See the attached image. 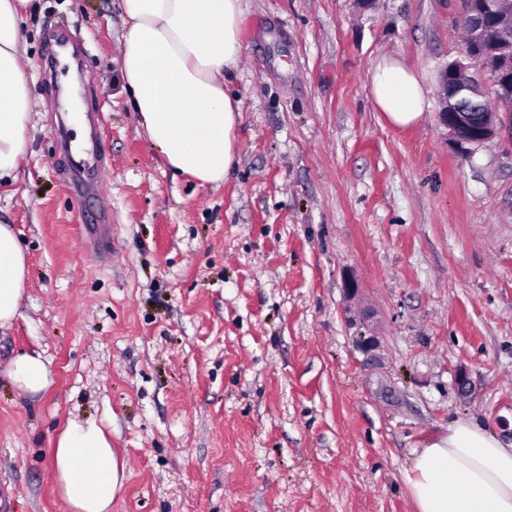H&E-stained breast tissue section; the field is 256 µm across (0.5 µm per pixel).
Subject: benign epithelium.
<instances>
[{
	"instance_id": "obj_1",
	"label": "benign epithelium",
	"mask_w": 512,
	"mask_h": 512,
	"mask_svg": "<svg viewBox=\"0 0 512 512\" xmlns=\"http://www.w3.org/2000/svg\"><path fill=\"white\" fill-rule=\"evenodd\" d=\"M506 10L505 0H466L462 25L469 31L470 43L481 41ZM467 70L469 67L461 64L440 72L444 100H453L455 104L450 109L442 108L438 119L449 131L451 141L462 149L468 145H480L497 136L499 128L507 126L499 112L501 103L512 99V68L503 69L488 75L498 90L496 106L487 107L481 114L469 111L471 105L479 101L484 86L476 76L466 75Z\"/></svg>"
}]
</instances>
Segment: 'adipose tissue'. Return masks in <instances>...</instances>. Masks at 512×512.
Masks as SVG:
<instances>
[{
  "mask_svg": "<svg viewBox=\"0 0 512 512\" xmlns=\"http://www.w3.org/2000/svg\"><path fill=\"white\" fill-rule=\"evenodd\" d=\"M34 0H0V180L15 179L29 140L33 101L21 65L23 24ZM129 23L122 76L141 126L166 164L202 186H218L236 157L238 101L224 73L240 53L242 0H122ZM377 111L395 126L422 116L424 87L395 59L371 75ZM27 256L0 224V329L20 314ZM4 371L34 397L53 383L40 353L17 355ZM55 490L69 512H112L125 464L93 420H69L51 452ZM416 512H512V448L480 424L458 420L412 459L405 475Z\"/></svg>",
  "mask_w": 512,
  "mask_h": 512,
  "instance_id": "1",
  "label": "adipose tissue"
}]
</instances>
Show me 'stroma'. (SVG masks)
Wrapping results in <instances>:
<instances>
[{
    "mask_svg": "<svg viewBox=\"0 0 512 512\" xmlns=\"http://www.w3.org/2000/svg\"><path fill=\"white\" fill-rule=\"evenodd\" d=\"M242 9L217 187L169 168L131 108L121 0H39L27 22L30 139L0 183L28 258L0 330L9 512H68L51 448L73 418L126 464L112 512H413L405 472L450 423L512 445V133L461 152L437 122L462 0ZM385 56L424 86L415 126L372 104ZM62 123L107 156L90 198L106 245L85 234ZM31 351L52 370L39 397L4 372Z\"/></svg>",
    "mask_w": 512,
    "mask_h": 512,
    "instance_id": "35a3bbf8",
    "label": "stroma"
}]
</instances>
